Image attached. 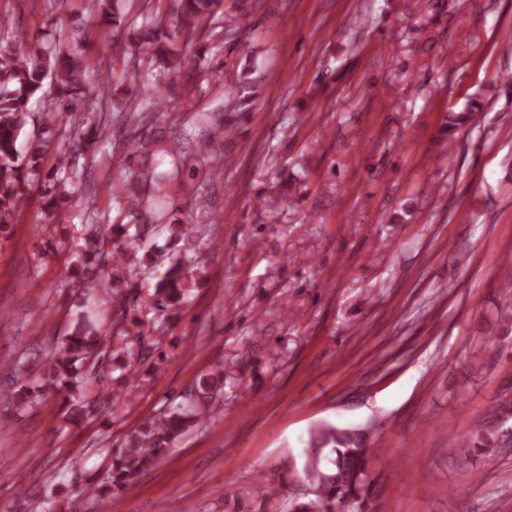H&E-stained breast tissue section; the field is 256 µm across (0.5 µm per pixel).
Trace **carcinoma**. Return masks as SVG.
<instances>
[{"mask_svg":"<svg viewBox=\"0 0 512 512\" xmlns=\"http://www.w3.org/2000/svg\"><path fill=\"white\" fill-rule=\"evenodd\" d=\"M88 16L101 27L100 35L111 42L128 38L129 53L122 57V64H113L106 70H99L97 86L98 105L112 101L115 91L121 87L115 72H129L144 86L158 87L165 74L193 70L194 89L188 91L184 111L202 123H214L211 112L194 111L196 99L210 94L215 74L206 63L205 51L200 47L211 40V21L221 0H169L168 16L174 18V33H169L163 22H144L136 28V19L147 12L150 0H125L118 8L116 0H83ZM86 36L83 27L73 28L65 38L39 49L24 46L9 35V20H0V224H13L19 214L24 195V186L41 183L38 177L50 142L33 140L27 153L18 148L21 133L31 116L29 105L33 99H43L50 94L48 105L55 124L71 133V147L58 154L53 182L42 193L44 207L56 217L57 223L67 222L62 205L58 200L68 196L67 186L81 181L78 170L79 159L90 150L94 139L79 136V127L86 113L94 110V104L85 101L82 73L88 65L77 57L75 46ZM147 59V72L138 71L140 61ZM177 97L171 91L162 100H146L135 104L126 100L123 111L133 114L137 122H148L154 112H165L169 100ZM251 100L241 93L224 92V113L229 115L218 133L227 135L235 132L236 120L249 110ZM480 110L477 98L461 111L451 110L447 116L448 135L465 128L474 112ZM137 149L147 158L158 153L173 157L193 151L205 153L210 161L224 157V153L211 147L206 141H174L165 144L158 135L140 140ZM172 181L171 174H159L155 167L130 170L118 184L112 187L113 199L119 206L118 216L130 219L124 223L98 224L89 228L81 258V266L87 276L81 283L89 288L116 287L112 291L113 331L120 334L128 326V302L131 284L119 290L125 270L155 268L169 263L165 272L158 277L151 301L158 307L167 308L181 305L192 269L189 253L192 248V231L188 224L166 223L168 211L174 197L166 191ZM155 192L147 194V188ZM153 214L155 223L138 224L137 217L143 209ZM169 233L170 247L179 248L174 254L146 248L148 237L155 229ZM143 257H138L139 252ZM102 346L95 325L81 317L74 330L58 341L54 354L41 365L39 374L40 391L65 396L70 406L65 419L75 421L86 417L95 405L76 397L75 380L88 369L93 370L100 362ZM224 392V369L219 368L201 376L195 387L181 395L182 401L164 411L157 418L144 422L130 433L125 447L113 456L108 475L102 485L85 486V492L94 496L114 498L144 471L167 459L175 441L211 411V406ZM32 399L28 383L23 382L9 392L8 400L19 411L26 408ZM502 422H487L481 433L457 442L459 453L487 456L499 448L505 425L512 418V405L506 404L500 412ZM333 455V469H319L314 474V492L305 500L291 505L290 512H368L365 509L369 485L362 481V471L368 468L370 449L358 432L332 425L321 426L312 431L308 455L320 459L324 451Z\"/></svg>","mask_w":512,"mask_h":512,"instance_id":"1","label":"carcinoma"}]
</instances>
